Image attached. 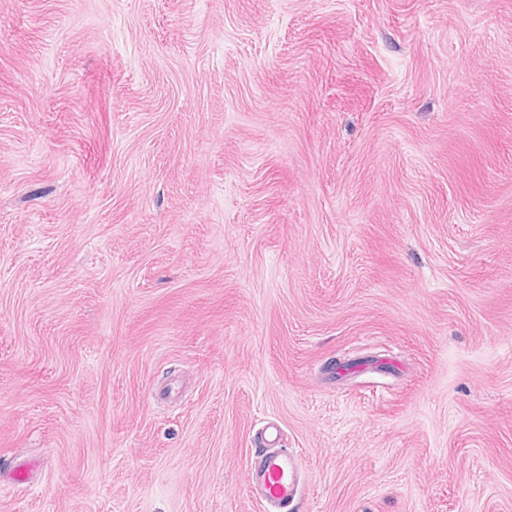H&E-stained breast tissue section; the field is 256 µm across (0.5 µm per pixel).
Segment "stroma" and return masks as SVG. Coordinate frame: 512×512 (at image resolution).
Masks as SVG:
<instances>
[{"label": "stroma", "mask_w": 512, "mask_h": 512, "mask_svg": "<svg viewBox=\"0 0 512 512\" xmlns=\"http://www.w3.org/2000/svg\"><path fill=\"white\" fill-rule=\"evenodd\" d=\"M269 424L512 512V0H0V512H262Z\"/></svg>", "instance_id": "35a3bbf8"}]
</instances>
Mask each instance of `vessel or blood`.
I'll return each mask as SVG.
<instances>
[{
  "label": "vessel or blood",
  "mask_w": 512,
  "mask_h": 512,
  "mask_svg": "<svg viewBox=\"0 0 512 512\" xmlns=\"http://www.w3.org/2000/svg\"><path fill=\"white\" fill-rule=\"evenodd\" d=\"M279 427L267 426L251 466L250 490L268 512H288L303 490V464L290 449L281 447Z\"/></svg>",
  "instance_id": "vessel-or-blood-1"
}]
</instances>
